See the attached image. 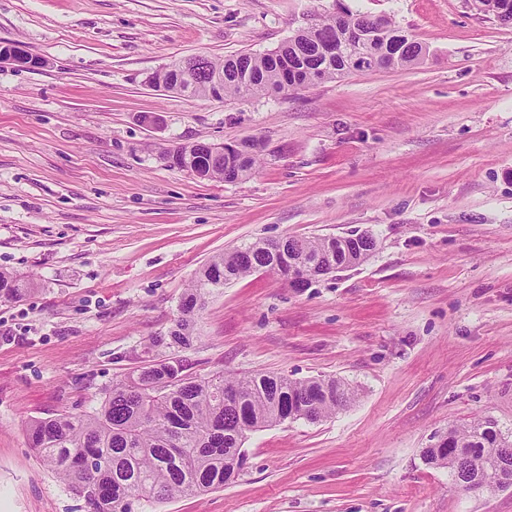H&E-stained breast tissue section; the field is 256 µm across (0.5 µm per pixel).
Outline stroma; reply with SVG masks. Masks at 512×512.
<instances>
[{"instance_id":"obj_1","label":"stroma","mask_w":512,"mask_h":512,"mask_svg":"<svg viewBox=\"0 0 512 512\" xmlns=\"http://www.w3.org/2000/svg\"><path fill=\"white\" fill-rule=\"evenodd\" d=\"M422 43L414 66L288 97L217 102L148 76L201 53L278 46L336 3ZM0 512H86L26 423L98 407L165 354L195 272L258 239L369 232L375 251L307 288L258 272L213 291L188 374L335 377V415L252 432L224 488L133 512H512L424 448L492 417L512 434V27L468 0H0ZM157 116L156 124L145 121ZM257 137L235 181L170 168L180 144ZM0 50V64L8 63L18 67L31 68L40 65L41 59L29 54L20 45L2 46ZM30 283L23 282L16 276L0 271V300H16L25 293L35 289L28 288Z\"/></svg>"}]
</instances>
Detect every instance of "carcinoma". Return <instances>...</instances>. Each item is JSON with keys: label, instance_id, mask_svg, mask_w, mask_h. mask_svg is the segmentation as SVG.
I'll list each match as a JSON object with an SVG mask.
<instances>
[{"label": "carcinoma", "instance_id": "cac0c4a2", "mask_svg": "<svg viewBox=\"0 0 512 512\" xmlns=\"http://www.w3.org/2000/svg\"><path fill=\"white\" fill-rule=\"evenodd\" d=\"M482 13L497 20L512 19V0H479ZM351 44V50L377 59L378 68L418 64L425 52L395 22L379 17L372 30ZM337 36L333 13L318 24L297 30L277 49L243 51L223 60L208 58L209 71L183 82L191 97L224 101L267 94L286 95L310 84L348 73V56H327L322 42ZM224 84L212 85L215 73ZM166 155L169 167L200 179L233 182L252 173L260 152H224V145L195 142ZM376 249L366 232L338 242L329 237H288L277 248L256 240L213 255L196 272L179 301V316L153 344L173 350L152 360L108 388L94 412L59 414L35 420L25 429L29 445L42 463L82 498L88 512H132L137 500L162 502L221 488L246 462L249 433L288 420L318 422L336 414L355 398V391L334 377L293 380L283 374L215 373L192 377L185 373L176 351L191 346L207 296L254 272L277 276L288 260L301 257L318 272H334L364 261ZM30 284L0 271V300H16ZM429 464L452 475L469 461L478 464L484 489H500L501 478L512 475V440L497 423L477 419L451 426L438 443L423 450Z\"/></svg>", "mask_w": 512, "mask_h": 512}]
</instances>
